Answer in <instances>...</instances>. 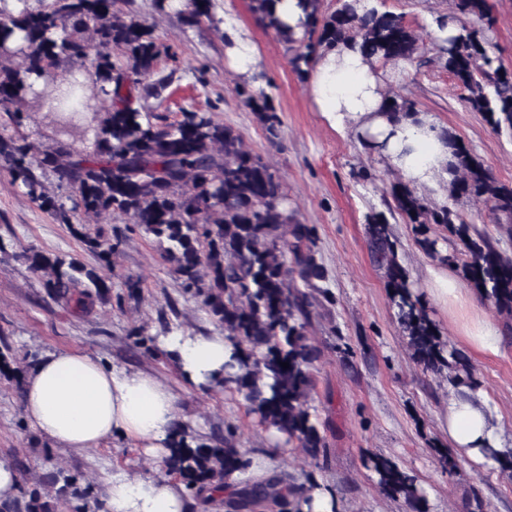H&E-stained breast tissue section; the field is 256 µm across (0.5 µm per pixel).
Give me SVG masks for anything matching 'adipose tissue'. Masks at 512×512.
<instances>
[{
  "label": "adipose tissue",
  "mask_w": 512,
  "mask_h": 512,
  "mask_svg": "<svg viewBox=\"0 0 512 512\" xmlns=\"http://www.w3.org/2000/svg\"><path fill=\"white\" fill-rule=\"evenodd\" d=\"M224 43L232 71L249 81L260 53L232 10L224 12ZM314 109L340 135L379 156L433 206L448 203L455 144L429 112L390 118L385 91L358 47L345 44L316 59L306 77ZM474 310L462 336L479 353L500 349V327ZM186 385L206 392L224 377L232 344L219 333L178 329L162 338ZM28 423L57 447L86 451L116 437L133 441L145 457L161 463L183 419L172 389L153 374L103 363L70 349L42 355L26 373L21 396ZM452 449L484 463L481 449L496 445L498 432L477 398H451L441 419ZM105 512H192L183 486L160 475L132 476L117 471L104 481Z\"/></svg>",
  "instance_id": "1"
}]
</instances>
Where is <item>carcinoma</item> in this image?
<instances>
[{
	"instance_id": "cac0c4a2",
	"label": "carcinoma",
	"mask_w": 512,
	"mask_h": 512,
	"mask_svg": "<svg viewBox=\"0 0 512 512\" xmlns=\"http://www.w3.org/2000/svg\"><path fill=\"white\" fill-rule=\"evenodd\" d=\"M208 0H188L185 20L195 23L208 15ZM257 20L286 42L296 45L294 68L304 67L319 54L348 41L364 56L414 66L423 37L390 11L359 16L353 0H341L331 14L321 0H306L311 22L302 38L280 29L277 0H251ZM117 0H51L33 8L27 0L0 4V165L13 184L24 189L40 208L65 220L84 216L122 214L147 236L163 245L162 256L185 291L202 298L210 319L224 328L234 352L225 364L223 386L243 395L247 411L267 428L288 436L314 459L326 452L319 420L311 410L315 383L313 363L319 350L307 329L320 306L316 282L323 268L316 258L314 226L302 224L288 208L282 184L260 156L248 150L231 127L207 112L184 109L169 121L162 113L140 104L158 97L167 79L141 85L156 71L169 48L158 43L151 28L132 13L116 7ZM459 34L440 51L444 67L468 107L481 113L498 133L512 136V73L503 69L485 29L474 21L489 20L487 0H454ZM18 59L12 63L11 59ZM79 66L97 86L105 108L93 128L94 139L80 147L67 129L55 146L42 150L21 133L28 113L49 95L66 96L57 85L59 70ZM37 76L40 84L30 81ZM239 96L261 113L270 141L278 139L279 118L271 97L262 88L244 86ZM387 111L407 115L417 111L411 100L387 97ZM456 175L448 206L433 208L403 182L392 186L396 210L416 225L418 244L441 262L450 261L438 248L430 225H443L465 246L464 279L491 301L496 314L512 324V257L500 251L486 234L465 223L456 204L462 199L483 203L504 234L512 237V186L498 183L463 144H458ZM53 172L70 191L65 208L47 191L42 177ZM368 244L384 271L389 301L413 358L423 370L448 369V383L459 394L474 390L472 375L458 369L457 351L442 340L410 273L400 262L384 213L368 218ZM84 244L112 271L118 244L80 233ZM43 280L49 297L77 313H90L109 298L105 277L76 259L50 257L35 247L16 255ZM289 363L284 368L281 363ZM500 470L512 469V448L482 449ZM51 465L42 478L0 512H57V504L83 512L90 487L76 475L44 457ZM380 491L403 500L411 512H425L426 497L414 476L384 456L370 459ZM166 473L197 498L238 478L235 492L225 501L227 512H249L267 503L288 512H303L311 503L304 492L319 487L313 476L298 487L273 474L248 476L251 460L236 447L234 430L208 436L182 432L165 460Z\"/></svg>"
}]
</instances>
